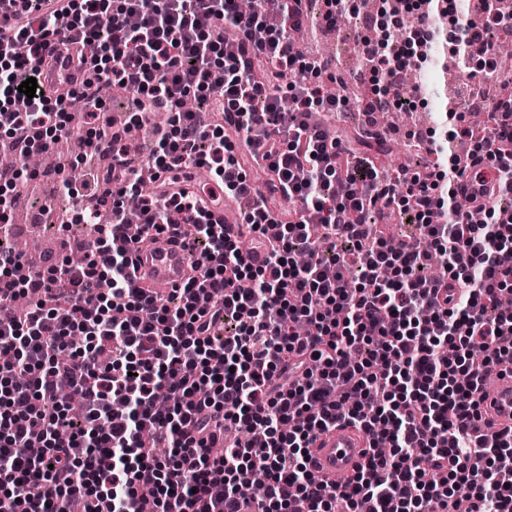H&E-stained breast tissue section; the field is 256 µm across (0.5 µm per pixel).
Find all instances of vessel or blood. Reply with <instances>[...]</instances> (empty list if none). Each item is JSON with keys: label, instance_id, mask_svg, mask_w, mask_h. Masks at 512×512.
I'll use <instances>...</instances> for the list:
<instances>
[{"label": "vessel or blood", "instance_id": "1", "mask_svg": "<svg viewBox=\"0 0 512 512\" xmlns=\"http://www.w3.org/2000/svg\"><path fill=\"white\" fill-rule=\"evenodd\" d=\"M73 35L59 30L46 50L49 60L41 69V81L46 89L67 95L80 87L87 78L89 63L78 62L72 44ZM500 171L485 163L471 164L460 182L473 195L474 207H492V187L498 186ZM207 208L215 222L225 225L231 235L243 233L232 207L224 203L222 189H215ZM131 273L135 280L160 285L166 290L182 287L193 276L189 243L175 236H162L140 248L132 256ZM480 407L484 417L478 431L491 434L512 427V375L495 379L480 393ZM370 446L367 435L354 425L341 422L336 427L319 433L312 444V465L324 480L354 472L364 461Z\"/></svg>", "mask_w": 512, "mask_h": 512}]
</instances>
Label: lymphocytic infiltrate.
Wrapping results in <instances>:
<instances>
[{"instance_id": "1", "label": "lymphocytic infiltrate", "mask_w": 512, "mask_h": 512, "mask_svg": "<svg viewBox=\"0 0 512 512\" xmlns=\"http://www.w3.org/2000/svg\"><path fill=\"white\" fill-rule=\"evenodd\" d=\"M398 29L363 36L371 75L384 78L395 105L402 68L427 62L415 26L444 18V0H381ZM309 0H22L0 38V130L19 156L48 150L68 134L63 103L38 77L59 23L78 42L95 40L94 84L138 87L126 123L88 112L94 151L122 166L111 193L79 208L97 227L82 261L22 274L0 208V512H239L241 484L255 512H512V431L466 435L479 416L477 393L512 360V179L473 223L460 207L462 169L451 151L512 169V94L489 107L491 128L440 123L428 142L436 172L389 177L376 157L351 156L339 134L310 123L315 112L344 111L325 90L322 63L295 36ZM496 48L475 21L455 19L448 52L463 60ZM198 106L183 111V97ZM174 112L156 128L146 166L206 168L225 197L252 208L246 223L265 265L213 223L203 199L162 189L141 205L148 239L187 237L197 277L162 296L129 267L137 240L125 233L126 201L140 198L139 170L126 152L153 112ZM267 170V193L246 162ZM290 203L287 217L268 195ZM110 219L100 223L102 210ZM419 225L403 250L388 246L387 224ZM446 275H428L432 259ZM33 295L17 317L11 300ZM345 421L371 448L345 480L310 478L309 448ZM247 431L212 456L218 424Z\"/></svg>"}]
</instances>
